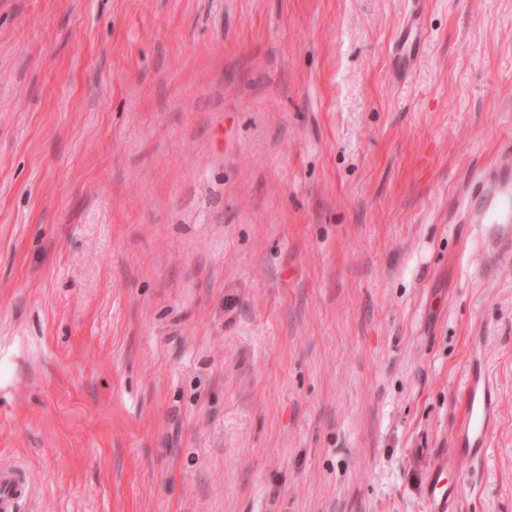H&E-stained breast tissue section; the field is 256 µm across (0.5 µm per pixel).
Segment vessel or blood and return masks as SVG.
Instances as JSON below:
<instances>
[{
  "label": "vessel or blood",
  "instance_id": "1",
  "mask_svg": "<svg viewBox=\"0 0 512 512\" xmlns=\"http://www.w3.org/2000/svg\"><path fill=\"white\" fill-rule=\"evenodd\" d=\"M462 220L467 224H484L489 257L501 259L512 255V160H502L482 173L475 189L463 204ZM465 405L456 432L455 451L472 458L482 456L488 441L490 402L489 385L481 375L467 376L464 384ZM454 468L452 460L442 461L430 483L431 499L449 500L455 489L446 475ZM32 487L23 470L0 466V512H15L18 504L29 497Z\"/></svg>",
  "mask_w": 512,
  "mask_h": 512
}]
</instances>
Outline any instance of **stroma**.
<instances>
[{"mask_svg":"<svg viewBox=\"0 0 512 512\" xmlns=\"http://www.w3.org/2000/svg\"><path fill=\"white\" fill-rule=\"evenodd\" d=\"M421 59L394 64L404 20ZM512 0H0L17 512H512ZM464 224H486L485 248L489 257L512 255V160L504 159L482 173L472 195L463 204ZM492 225V226H490ZM464 393V414L457 428L453 452L476 458L485 453L489 437L490 389L485 377L482 378L480 374L468 375ZM454 469L451 459L443 460L436 468L430 483L429 496L432 500L448 501L455 492V487L448 485L445 474Z\"/></svg>","mask_w":512,"mask_h":512,"instance_id":"stroma-1","label":"stroma"}]
</instances>
